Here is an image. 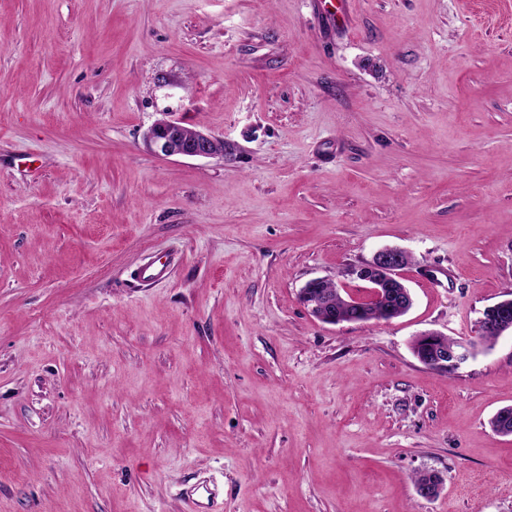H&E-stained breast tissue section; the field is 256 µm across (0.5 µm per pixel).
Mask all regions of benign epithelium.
Returning <instances> with one entry per match:
<instances>
[{
    "instance_id": "7a95c632",
    "label": "benign epithelium",
    "mask_w": 512,
    "mask_h": 512,
    "mask_svg": "<svg viewBox=\"0 0 512 512\" xmlns=\"http://www.w3.org/2000/svg\"><path fill=\"white\" fill-rule=\"evenodd\" d=\"M147 147L161 156L189 158L221 157L231 159L234 149L224 139L216 138L198 129L164 116L156 120L144 135ZM405 252L398 247H387L375 253L366 264L347 270V276L369 285L370 299L377 301L395 295V289L405 287L399 271L403 267ZM324 282L322 278L308 281L300 291V302L317 320L336 324V314L330 311L328 295L316 291ZM479 335L501 337L512 333V298H507L486 308L478 321ZM473 355V344L454 341L450 350L435 348L432 369L446 371L459 369Z\"/></svg>"
}]
</instances>
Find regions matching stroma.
<instances>
[{"label": "stroma", "mask_w": 512, "mask_h": 512, "mask_svg": "<svg viewBox=\"0 0 512 512\" xmlns=\"http://www.w3.org/2000/svg\"><path fill=\"white\" fill-rule=\"evenodd\" d=\"M386 247L404 316L304 309ZM507 297L512 0H0V512H512V334L411 349ZM147 147L161 156L189 158L221 157L230 160L234 149L224 139L164 116L156 120L144 135ZM327 281L323 278H316L308 281L300 291V302L317 320L325 324L336 325V318L340 321H350L353 318L355 309L347 303L348 294L342 290V297L336 293V304L334 312H329L331 304L327 302L329 293L331 295L336 292V285L330 283L321 286L322 292H316L314 288H320L322 282ZM437 333L434 332H425L420 336H430L424 339L419 340L416 336L412 341V350L413 353L415 349L419 356L426 358L431 355L433 352L434 346H443L448 344V349L443 347H436L434 352L435 360L432 362V370L435 371H448L452 372L454 370L448 369V366L453 367L455 370H458L464 363L468 361V359L473 355V344L465 343L463 341L454 340L453 344L447 340L445 336H437ZM431 336H437L438 339H434ZM436 341H430V340ZM453 347V348H452ZM452 348V349H451ZM450 349V350H449Z\"/></svg>", "instance_id": "obj_1"}]
</instances>
